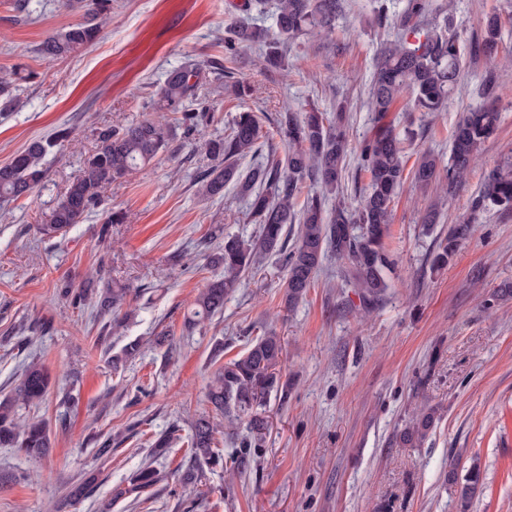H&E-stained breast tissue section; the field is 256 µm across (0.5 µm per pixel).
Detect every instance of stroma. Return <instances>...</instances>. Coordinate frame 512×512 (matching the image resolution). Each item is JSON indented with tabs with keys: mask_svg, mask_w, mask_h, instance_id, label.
Segmentation results:
<instances>
[{
	"mask_svg": "<svg viewBox=\"0 0 512 512\" xmlns=\"http://www.w3.org/2000/svg\"><path fill=\"white\" fill-rule=\"evenodd\" d=\"M14 2L0 0V72L22 78L18 105L0 112V165L62 127L75 142L50 151L47 176L32 193L0 201V396L24 364L39 360L52 386L38 415L54 441L38 459L0 448V512H459V483L474 469L480 480L469 512H512V297L497 293L512 281V213L485 211L447 266H432L488 171L512 160V0H434L437 23L458 38L462 69L448 111L413 112L403 97L390 112L414 137L408 164L426 150L448 158L453 128L479 102L486 74L506 93L498 128L462 184H405L385 239L394 265L384 298L363 307L331 257L303 301L286 310L285 270L272 255L242 280L223 314L192 330L190 304L217 272L204 239L256 231L236 187L200 196L197 178L210 163L193 138L178 137L145 170L105 185L101 205L65 234L48 237L38 226L94 149L98 127L151 116L165 72L185 58L206 67L223 58L224 27L240 19L243 0H112L96 41L52 62L39 44L82 22V11L66 0H27L19 12ZM376 5L344 0L328 39L291 44L281 69L260 66L261 46L244 47L234 79L207 82L206 136L223 135L244 109L262 111L269 139L242 166L282 160L280 112H328L345 98L349 148L358 150L371 129L369 87L387 39L369 24ZM490 14L500 18L501 39L488 58L474 45ZM236 79L250 84L251 97L236 99ZM432 207L440 220L429 227L422 218ZM108 211L123 214V223L104 225ZM89 279L138 290L118 313L122 327L105 328L92 307L61 297V284L79 288ZM267 330L284 342L288 392L269 403L271 427L250 451V470L206 466L197 484L182 483L190 424L211 409L213 373ZM135 340L139 353L113 363ZM423 408L435 412L433 430L422 446H402L399 432ZM172 426L178 440L153 455L154 440ZM107 439L111 452L99 454ZM145 465L159 482L128 494L130 476ZM84 483L89 494L71 499V486Z\"/></svg>",
	"mask_w": 512,
	"mask_h": 512,
	"instance_id": "stroma-1",
	"label": "stroma"
}]
</instances>
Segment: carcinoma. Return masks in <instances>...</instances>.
I'll use <instances>...</instances> for the list:
<instances>
[{
  "label": "carcinoma",
  "instance_id": "cac0c4a2",
  "mask_svg": "<svg viewBox=\"0 0 512 512\" xmlns=\"http://www.w3.org/2000/svg\"><path fill=\"white\" fill-rule=\"evenodd\" d=\"M73 1L86 8L87 21L49 35L39 44L38 53L49 62L92 43L105 21L109 0H68ZM341 9V0H275L273 19L277 36L271 37L266 29L243 20L225 31L224 56L232 59L240 47L262 43L266 46V66L280 69L291 43L307 33L330 34ZM429 13V0H407L398 13L383 3L374 12V25L379 29L393 28L397 35L394 41L381 45L375 65L368 100L372 129L358 151V167L369 175V181L358 191L356 204L346 202L344 195L349 140L346 105L342 102L330 115L314 107L306 112L281 114L277 129L288 141V155L283 163L272 160L246 172L240 169V161L258 154L266 138L261 118L253 111L238 113L224 136L196 142V150L214 162L200 175L201 194L208 198L221 196L224 186L235 184L249 197L250 214L258 229L247 239L224 236V243L216 247L210 258L213 266L222 269V274L211 278L199 291L187 315L188 323L195 325L222 313L225 298L239 287L243 277L253 272L263 254H274L282 260L286 271L282 302L288 309L307 295L330 254L342 263L364 306H372L386 293V273L394 262L383 239L391 224L395 199L406 180L402 141L394 121L388 119L390 108L406 93L417 112L447 111L461 71L457 36L430 24ZM500 27L497 16L486 18L478 50L489 56L497 50ZM16 75V71L0 75L1 112L16 105L9 94ZM202 85L199 64L188 60L166 72L156 92L154 111L160 116L120 129L108 127L98 131L94 150L52 208L48 223L40 225V233L63 234L82 223L94 208L103 186L122 181L169 151L178 128H184L187 134L196 129L210 111L206 97L201 94ZM497 90L494 75H486L485 101L463 113L452 131L447 171L450 189L462 183L477 152L497 127ZM69 142L71 132L62 128L50 139L31 142L0 165V199H17L43 182L44 157L53 147ZM439 179V160L429 152L421 153L412 183L426 187ZM308 182L319 190L299 206L297 200ZM493 207L512 212V161L486 174L481 189L471 200L470 218L448 229L433 265H446L458 245L473 232L475 217ZM290 224L298 225L291 247L287 231ZM60 294L71 295L79 303H96L98 316L104 318L126 303L127 289L95 292L81 288L75 292L68 284ZM282 358L281 338L267 332L256 337L240 357L218 368L207 395L214 414L199 416L191 426V454L184 469V482H197L203 466L222 462L215 448L219 428L227 429L225 439L231 444L237 436L235 425L243 420L254 437L263 434L267 420L258 409L287 390L277 375ZM50 385L51 377L41 363L33 360L23 368L9 394L0 398V446L15 448L29 457L48 454V424L38 417L24 419L20 411L39 408ZM434 423V410L414 413L401 430L399 443L404 447L421 446ZM158 481L157 470L143 466L130 477L127 492H144Z\"/></svg>",
  "mask_w": 512,
  "mask_h": 512
}]
</instances>
